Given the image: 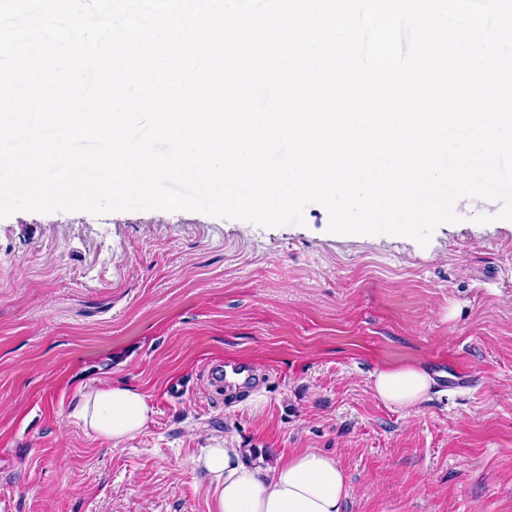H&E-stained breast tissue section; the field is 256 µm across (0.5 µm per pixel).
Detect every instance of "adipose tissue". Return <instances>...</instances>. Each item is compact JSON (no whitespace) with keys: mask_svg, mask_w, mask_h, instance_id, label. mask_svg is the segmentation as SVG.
<instances>
[{"mask_svg":"<svg viewBox=\"0 0 512 512\" xmlns=\"http://www.w3.org/2000/svg\"><path fill=\"white\" fill-rule=\"evenodd\" d=\"M433 384L423 366L407 365L375 371L371 388L384 404L410 411L427 400ZM151 416L137 388L106 384L88 392L78 411L87 428L116 446L139 436ZM245 454V449L219 445L194 458L213 487L214 512H343L349 486L336 457L308 449L263 475Z\"/></svg>","mask_w":512,"mask_h":512,"instance_id":"1","label":"adipose tissue"}]
</instances>
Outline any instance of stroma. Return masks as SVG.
<instances>
[{"instance_id": "obj_1", "label": "stroma", "mask_w": 512, "mask_h": 512, "mask_svg": "<svg viewBox=\"0 0 512 512\" xmlns=\"http://www.w3.org/2000/svg\"><path fill=\"white\" fill-rule=\"evenodd\" d=\"M455 204L427 245L335 234L318 203L266 228L194 211L0 218V512H209L193 460L260 471L306 448L346 473L344 512H512V220ZM489 216L486 224L477 223ZM248 362L225 390L208 369ZM424 365L417 411L370 374ZM153 414L112 445L75 411L100 384ZM231 375L233 376V379L227 380V372L224 373V370L218 369L215 372V376L217 377L215 379H219V381H221L223 378L224 384H232L239 388L248 387L254 379L250 365L244 362L235 363L231 369Z\"/></svg>"}]
</instances>
